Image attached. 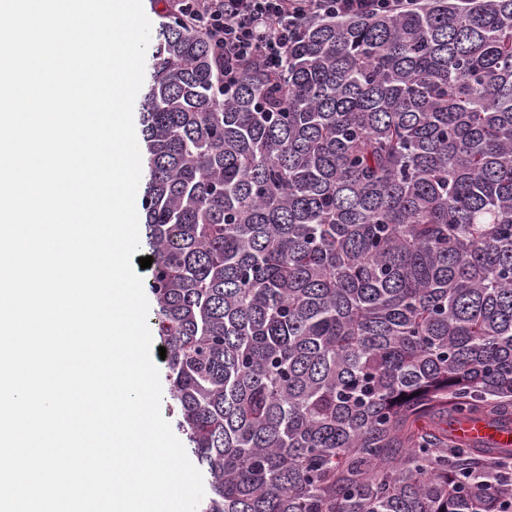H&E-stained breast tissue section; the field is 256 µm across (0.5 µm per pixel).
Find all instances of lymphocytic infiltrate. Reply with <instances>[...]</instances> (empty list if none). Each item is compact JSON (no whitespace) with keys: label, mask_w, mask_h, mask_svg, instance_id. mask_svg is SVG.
<instances>
[{"label":"lymphocytic infiltrate","mask_w":512,"mask_h":512,"mask_svg":"<svg viewBox=\"0 0 512 512\" xmlns=\"http://www.w3.org/2000/svg\"><path fill=\"white\" fill-rule=\"evenodd\" d=\"M208 36L224 60V85L234 87L243 63L259 60L278 72L289 42L306 23L330 13L391 11L404 0H200Z\"/></svg>","instance_id":"lymphocytic-infiltrate-1"}]
</instances>
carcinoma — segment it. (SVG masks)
I'll list each match as a JSON object with an SVG mask.
<instances>
[{
    "label": "carcinoma",
    "instance_id": "obj_1",
    "mask_svg": "<svg viewBox=\"0 0 512 512\" xmlns=\"http://www.w3.org/2000/svg\"><path fill=\"white\" fill-rule=\"evenodd\" d=\"M140 124L167 407L200 512H512V0L324 16L278 76L194 0ZM459 438L466 441H494L502 448L512 447V427H488L483 422H465L458 430Z\"/></svg>",
    "mask_w": 512,
    "mask_h": 512
}]
</instances>
